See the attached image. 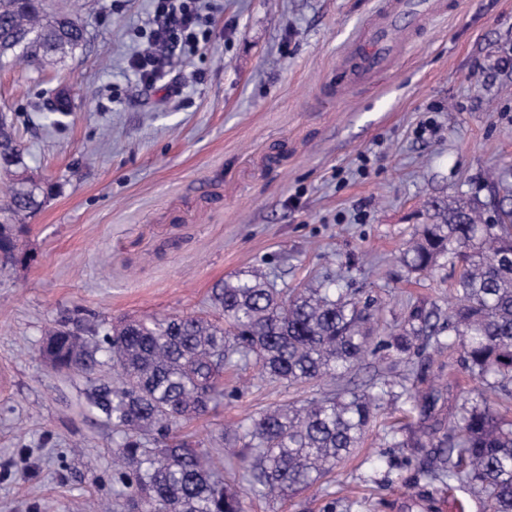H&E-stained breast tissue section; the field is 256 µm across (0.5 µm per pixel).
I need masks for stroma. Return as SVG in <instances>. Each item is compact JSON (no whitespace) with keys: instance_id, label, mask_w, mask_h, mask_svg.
<instances>
[{"instance_id":"35a3bbf8","label":"stroma","mask_w":512,"mask_h":512,"mask_svg":"<svg viewBox=\"0 0 512 512\" xmlns=\"http://www.w3.org/2000/svg\"><path fill=\"white\" fill-rule=\"evenodd\" d=\"M378 0H205L213 35L143 88L128 68L151 0H76L88 40L55 65L0 66L27 173L52 194L27 220L24 263L0 277V512H88L113 501L117 437L86 407L84 375L40 347L56 320L217 318L213 287L262 271L279 288L339 279L386 321L447 307L454 274L396 260L436 199L473 198L498 221L512 196V0H456L387 73L344 94L336 66ZM67 86V116L49 111ZM433 128L419 133L421 122ZM310 386L224 374V399L181 426L204 448ZM411 405L388 401L333 482L245 512H406L419 463L383 439Z\"/></svg>"}]
</instances>
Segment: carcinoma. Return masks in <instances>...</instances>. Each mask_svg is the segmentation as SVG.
Listing matches in <instances>:
<instances>
[{"label":"carcinoma","instance_id":"carcinoma-1","mask_svg":"<svg viewBox=\"0 0 512 512\" xmlns=\"http://www.w3.org/2000/svg\"><path fill=\"white\" fill-rule=\"evenodd\" d=\"M86 36L66 0H0V61L60 63ZM26 170L25 149L5 115L0 274L18 263L26 219L49 196L50 184ZM400 260L410 274L459 268L456 303L445 313L414 302L378 338L368 327L373 300L349 297L334 280L278 288L259 271L214 289L222 325L196 315L100 322L85 340L66 320L52 323L42 353L59 371L89 375V409L120 436L112 481L128 512H244L249 496L311 488L361 447L385 400L402 397L413 402L416 426L391 429L386 443L420 461L417 479L467 486L485 512H512V421L486 396L490 389L512 397V210L488 224L470 198L434 200ZM371 347L413 366L360 390L340 386L277 405L224 433L227 460L243 470L241 485L224 479L206 449L175 436L179 424L224 397L228 369L253 366L271 382L315 385L346 377ZM429 348L456 351L457 366L476 387L461 397L451 384L422 389L433 372Z\"/></svg>","mask_w":512,"mask_h":512}]
</instances>
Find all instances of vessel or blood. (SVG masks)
<instances>
[{"label": "vessel or blood", "instance_id": "vessel-or-blood-1", "mask_svg": "<svg viewBox=\"0 0 512 512\" xmlns=\"http://www.w3.org/2000/svg\"><path fill=\"white\" fill-rule=\"evenodd\" d=\"M437 8V0H383L336 70L341 87L365 83L390 69L402 52L398 35L422 26Z\"/></svg>", "mask_w": 512, "mask_h": 512}]
</instances>
